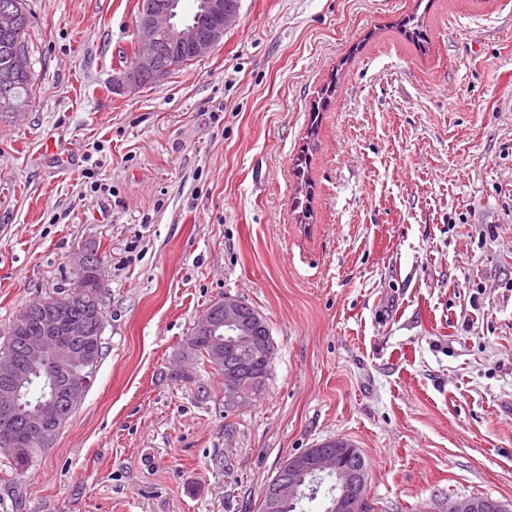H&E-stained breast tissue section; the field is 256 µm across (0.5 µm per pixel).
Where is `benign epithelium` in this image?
<instances>
[{"label": "benign epithelium", "instance_id": "obj_1", "mask_svg": "<svg viewBox=\"0 0 512 512\" xmlns=\"http://www.w3.org/2000/svg\"><path fill=\"white\" fill-rule=\"evenodd\" d=\"M175 14L176 0H153L143 9L136 24V58L130 68L115 77L116 89L136 90L147 77L156 82L166 79L179 65V60L168 54V49L174 46L186 49L194 60L209 55L237 17V13L225 9L224 0H201L190 25L178 23ZM90 260L91 254L83 255L76 287L81 290L93 288L100 293L103 290L101 274H96L92 281L86 276V272L93 269ZM194 327L198 336H209L218 328H224V335L229 340L224 350L213 353V358L222 360L227 355L241 359L224 384V405L233 409L250 402L265 384V373L256 370L255 364L268 361L272 350V339L259 336L265 329L263 317L242 301L226 297L200 314ZM15 333L21 337L24 364L52 362L55 372L49 378V385L53 390L57 385L56 369L69 370L78 363L87 365L91 362L82 350L60 338L64 333L80 336L84 334V329L79 325L65 327L59 317L44 322L32 333L27 332L25 322L21 321ZM0 376L5 382L0 388V419L10 423L14 430L12 434L5 432L0 435V445L16 447V434L20 432L31 437L47 436L45 421L53 419L56 414V402L52 400L45 405L37 418L24 419L19 416L16 405L18 389L26 378L25 372L13 359L6 357L0 359ZM88 385L89 379L81 376L68 379L67 388L73 403L81 401ZM350 449L348 440L330 439L288 460V471L304 480H317L324 476L336 480V496L331 512L366 510L368 471L363 467L345 465ZM304 491L306 487L296 479L279 473L270 484L264 508L266 512H280L285 501L304 494ZM449 508L450 512H509L505 504L491 498L482 501L472 497L454 499Z\"/></svg>", "mask_w": 512, "mask_h": 512}]
</instances>
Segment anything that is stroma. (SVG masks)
Masks as SVG:
<instances>
[{"mask_svg": "<svg viewBox=\"0 0 512 512\" xmlns=\"http://www.w3.org/2000/svg\"><path fill=\"white\" fill-rule=\"evenodd\" d=\"M137 2L27 0L0 341L91 248L105 348L25 476L0 452V512H258L333 438L367 462L368 512L512 505V0H240L209 55L118 92ZM227 295L275 346L237 409L213 367L179 374ZM451 512H509L507 506L494 499L479 501L475 498H462L451 500L449 504Z\"/></svg>", "mask_w": 512, "mask_h": 512, "instance_id": "1", "label": "stroma"}]
</instances>
